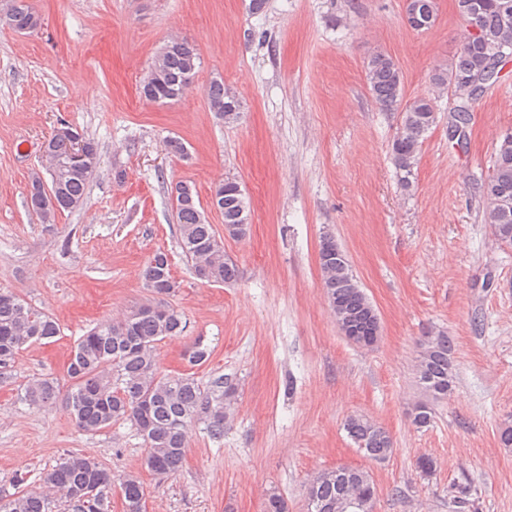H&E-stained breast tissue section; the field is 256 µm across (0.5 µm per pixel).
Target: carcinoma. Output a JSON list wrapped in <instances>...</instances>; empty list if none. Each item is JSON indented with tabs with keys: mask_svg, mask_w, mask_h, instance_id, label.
<instances>
[{
	"mask_svg": "<svg viewBox=\"0 0 512 512\" xmlns=\"http://www.w3.org/2000/svg\"><path fill=\"white\" fill-rule=\"evenodd\" d=\"M456 11L467 25L478 30L464 35L460 52L447 69L432 74L438 89L454 87L456 106L451 138L462 143L472 102L478 99L466 79L488 61L490 46H512V0H455ZM9 7L22 15L31 27L40 25V16L31 0H9ZM410 27L431 29L438 17L437 0H412L406 12ZM200 57L195 43L179 37L171 48L162 47L144 78L141 94L145 100L169 103L183 96L181 83L190 72H198ZM367 84L373 100L383 110L402 113L399 132L392 141L391 155L400 185L413 186L414 168L425 135L437 122L434 101L420 97L404 101V77L391 58L384 54L371 57L367 65ZM209 108L226 123L240 117V102L224 88L221 79L212 80L206 90ZM72 130L83 143V157L74 164L65 159L47 158V176L35 175L32 181H45L55 203L46 192L27 196L29 209L43 223L52 224L56 215L83 203L88 184L100 165L98 143L83 130ZM186 185L189 194L177 199L176 221L182 252L192 263L196 276L210 284L235 280L236 266L224 257V242L209 224L196 188ZM214 194L223 201L224 234L238 239L246 235L250 209L241 184L227 177L218 182ZM483 198L484 223L490 225L496 239L512 245V147L497 149L491 174L479 186ZM342 251L336 239L327 234L320 242L319 264L329 306L338 328L352 327L365 336L380 337L377 312L354 276L349 260L340 266L332 257ZM152 281L157 295L175 292L169 259L159 251L142 273ZM185 324L177 310L165 304H148L117 322L101 323L79 337L66 362L70 381L65 396L66 408L78 430L95 434L120 421H129L142 437L147 454L145 465L163 476L183 463L192 424H204L208 436L216 441L224 437V422L234 403L236 389L222 379L209 387L201 386L189 374L171 376L160 371L154 358L159 342L182 335ZM60 333L59 324L49 315L32 307L20 297L0 291V385L14 382L13 368L20 352L34 344L51 340ZM210 353L196 342L184 354L191 366L207 362ZM420 384L429 399L448 395L454 386L452 348L443 334L431 336L424 345L418 363ZM59 386L51 377H36L20 388L18 398L32 406L50 407L57 401ZM345 430L357 450L374 462L386 460L392 453L388 432L365 417H351ZM118 482L127 512H141L145 491L140 480L130 474L114 476L94 457L63 454L42 475V490L15 497H0V512H55L62 500L69 512H109L112 483ZM373 487L370 473L358 467L340 466L324 470L309 481L307 501L317 502L322 512H336V500L344 493L364 495Z\"/></svg>",
	"mask_w": 512,
	"mask_h": 512,
	"instance_id": "obj_1",
	"label": "carcinoma"
}]
</instances>
